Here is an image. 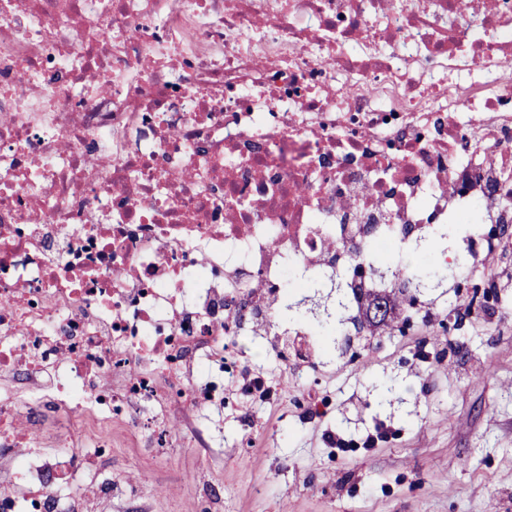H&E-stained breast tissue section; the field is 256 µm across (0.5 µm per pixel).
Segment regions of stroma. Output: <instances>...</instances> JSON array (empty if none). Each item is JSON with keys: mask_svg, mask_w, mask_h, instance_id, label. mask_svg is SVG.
<instances>
[{"mask_svg": "<svg viewBox=\"0 0 512 512\" xmlns=\"http://www.w3.org/2000/svg\"><path fill=\"white\" fill-rule=\"evenodd\" d=\"M496 310L500 324L476 319L457 331L468 356L493 374L420 363L417 352L440 343L444 330L420 334L416 320L405 335L383 334L336 359L320 386L331 403L323 421L289 413L277 437L248 449L236 445V423L224 421L215 434L223 452L209 474L222 486L224 512H512V289ZM393 377L391 405L377 408V383ZM379 421L391 434L375 447L333 450L325 439L330 431L358 440ZM462 458L470 468H459ZM88 465L127 480L148 512H194L192 451L160 460L133 448Z\"/></svg>", "mask_w": 512, "mask_h": 512, "instance_id": "stroma-1", "label": "stroma"}]
</instances>
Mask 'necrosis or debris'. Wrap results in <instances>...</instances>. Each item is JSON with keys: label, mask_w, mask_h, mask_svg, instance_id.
<instances>
[{"label": "necrosis or debris", "mask_w": 512, "mask_h": 512, "mask_svg": "<svg viewBox=\"0 0 512 512\" xmlns=\"http://www.w3.org/2000/svg\"><path fill=\"white\" fill-rule=\"evenodd\" d=\"M512 0H0V512H78L88 455L212 446L166 416L314 420L279 298L512 224ZM260 342L258 362L241 340Z\"/></svg>", "instance_id": "1"}]
</instances>
